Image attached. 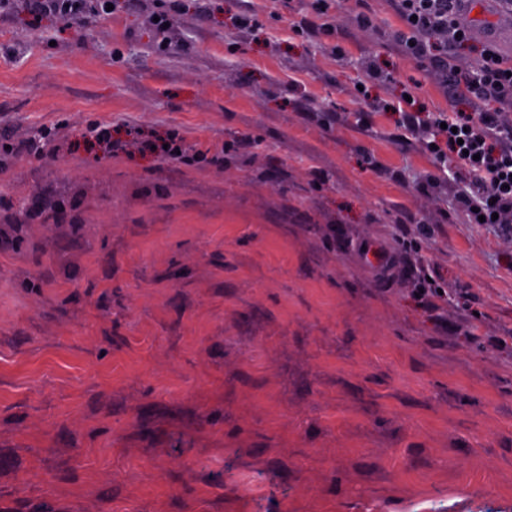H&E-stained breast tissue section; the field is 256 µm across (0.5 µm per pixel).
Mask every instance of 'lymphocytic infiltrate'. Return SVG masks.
I'll return each instance as SVG.
<instances>
[{"label": "lymphocytic infiltrate", "mask_w": 512, "mask_h": 512, "mask_svg": "<svg viewBox=\"0 0 512 512\" xmlns=\"http://www.w3.org/2000/svg\"><path fill=\"white\" fill-rule=\"evenodd\" d=\"M404 28L397 39L416 59H435L452 67L456 85L465 99L478 100L472 112L440 113L433 134L436 157L459 158L466 180L476 193H461L460 202L479 215L496 217L498 223H512V59L502 58L493 46H486L479 67L448 56L450 46L465 39L467 31L459 20L461 0H397ZM140 148L161 160L191 164L206 161L220 164L223 151H185L177 131L142 140Z\"/></svg>", "instance_id": "lymphocytic-infiltrate-1"}]
</instances>
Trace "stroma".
Returning a JSON list of instances; mask_svg holds the SVG:
<instances>
[{"label":"stroma","instance_id":"stroma-1","mask_svg":"<svg viewBox=\"0 0 512 512\" xmlns=\"http://www.w3.org/2000/svg\"><path fill=\"white\" fill-rule=\"evenodd\" d=\"M310 10L0 7V512H512V224L460 206L455 157L430 184L384 110L463 107L395 42L394 0L314 36ZM462 22L464 60L512 58V0ZM92 121L224 162L116 156ZM36 127L42 152L5 153ZM36 195L67 208L16 224ZM365 242L399 272L369 273ZM31 12L35 14L53 13L71 23H84L85 4L87 0H28Z\"/></svg>","mask_w":512,"mask_h":512}]
</instances>
